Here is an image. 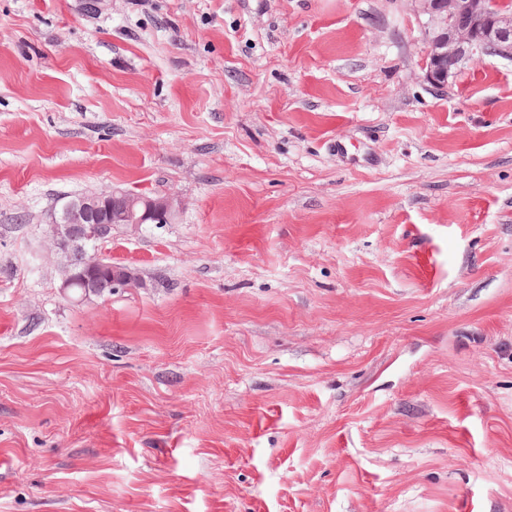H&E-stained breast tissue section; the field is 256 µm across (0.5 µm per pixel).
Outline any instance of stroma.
Returning <instances> with one entry per match:
<instances>
[{"mask_svg": "<svg viewBox=\"0 0 512 512\" xmlns=\"http://www.w3.org/2000/svg\"><path fill=\"white\" fill-rule=\"evenodd\" d=\"M413 0H0V512H512V59ZM117 187L140 288L65 297ZM428 18L424 78L443 90L466 61L512 58V9L503 0H414ZM102 190L92 197H73L51 214L46 229L50 242V255L61 276V288H73L79 277L84 288L99 290L103 295L116 288H140L144 283L130 267L103 268L102 257L95 249L86 248L89 241H105L109 224H123L132 234L142 230L144 224L173 223L181 203L174 197L135 196L121 189ZM96 195V196H93ZM81 257V268L72 262L74 253ZM82 291V284L74 287Z\"/></svg>", "mask_w": 512, "mask_h": 512, "instance_id": "35a3bbf8", "label": "stroma"}]
</instances>
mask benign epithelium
I'll return each mask as SVG.
<instances>
[{
  "mask_svg": "<svg viewBox=\"0 0 512 512\" xmlns=\"http://www.w3.org/2000/svg\"><path fill=\"white\" fill-rule=\"evenodd\" d=\"M415 2L428 18L424 78L435 88H446L466 61L483 55L512 58V9L505 0ZM179 210L174 197L135 196L121 189L65 201L51 214L46 229L62 290L72 289L78 279L102 295L116 288L145 287L127 266L104 269L98 251L86 243L109 239L112 223L124 225L132 234L146 224H171Z\"/></svg>",
  "mask_w": 512,
  "mask_h": 512,
  "instance_id": "1",
  "label": "benign epithelium"
}]
</instances>
